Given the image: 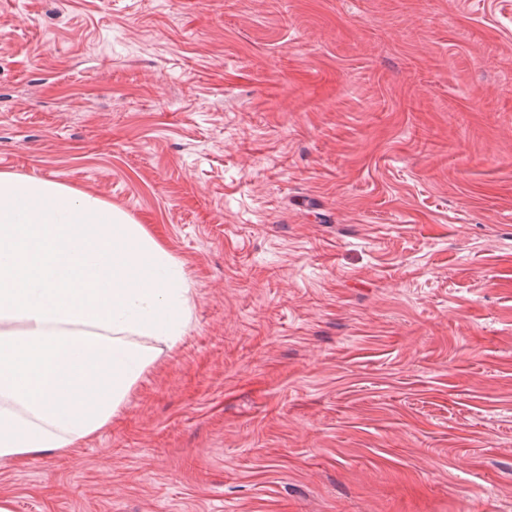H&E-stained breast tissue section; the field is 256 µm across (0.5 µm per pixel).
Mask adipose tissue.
<instances>
[{"mask_svg": "<svg viewBox=\"0 0 512 512\" xmlns=\"http://www.w3.org/2000/svg\"><path fill=\"white\" fill-rule=\"evenodd\" d=\"M188 293L182 264L122 210L0 173V462L109 424L187 333Z\"/></svg>", "mask_w": 512, "mask_h": 512, "instance_id": "1", "label": "adipose tissue"}]
</instances>
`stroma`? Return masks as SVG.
<instances>
[{
	"label": "stroma",
	"instance_id": "35a3bbf8",
	"mask_svg": "<svg viewBox=\"0 0 512 512\" xmlns=\"http://www.w3.org/2000/svg\"><path fill=\"white\" fill-rule=\"evenodd\" d=\"M0 172L193 285L12 512H512V0H0Z\"/></svg>",
	"mask_w": 512,
	"mask_h": 512
}]
</instances>
